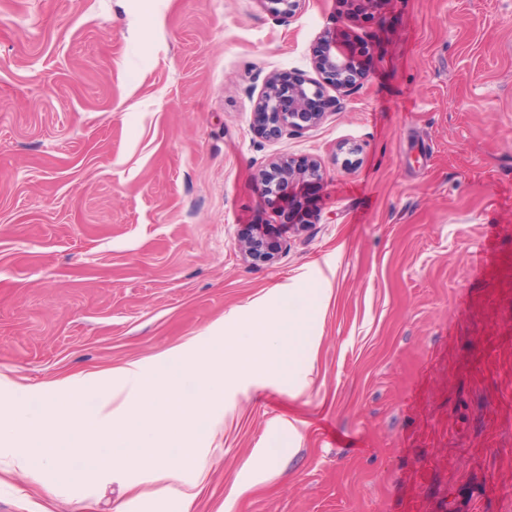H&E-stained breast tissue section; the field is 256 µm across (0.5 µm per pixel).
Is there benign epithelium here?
I'll list each match as a JSON object with an SVG mask.
<instances>
[{"instance_id":"benign-epithelium-1","label":"benign epithelium","mask_w":512,"mask_h":512,"mask_svg":"<svg viewBox=\"0 0 512 512\" xmlns=\"http://www.w3.org/2000/svg\"><path fill=\"white\" fill-rule=\"evenodd\" d=\"M270 11L280 16L294 14L301 0H263ZM352 17H367L379 10L387 0H342ZM367 45L343 29H326L318 37L314 67L320 76L317 82H292L288 85L271 77L258 99V111L271 118V125L262 130L266 137H279L318 125L333 101L324 98V87L351 91L365 76L363 58ZM266 204L281 223L300 229L313 214L310 193L323 180L320 163L311 158H279L260 172ZM238 247L250 259L272 262L282 249L276 233L268 224H250L238 240Z\"/></svg>"}]
</instances>
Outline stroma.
I'll return each instance as SVG.
<instances>
[{"label":"stroma","instance_id":"35a3bbf8","mask_svg":"<svg viewBox=\"0 0 512 512\" xmlns=\"http://www.w3.org/2000/svg\"><path fill=\"white\" fill-rule=\"evenodd\" d=\"M368 44L335 111L255 131L269 75ZM313 157L314 219L258 173ZM314 292L295 293L297 281ZM308 315L303 376L224 396L191 512H512V0H0V378L48 384ZM296 418V431L282 421ZM263 464V482L251 470ZM128 485L0 457V512H119ZM272 224H249L238 240V247L250 259L272 262L282 249L276 233L270 231Z\"/></svg>","mask_w":512,"mask_h":512}]
</instances>
